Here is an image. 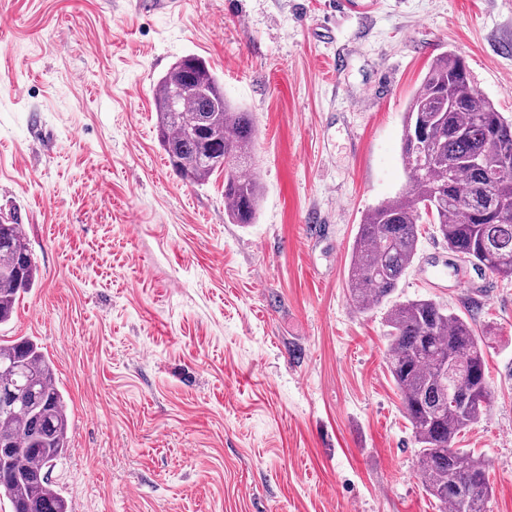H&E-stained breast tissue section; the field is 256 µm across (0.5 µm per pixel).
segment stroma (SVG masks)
Instances as JSON below:
<instances>
[{
	"label": "stroma",
	"instance_id": "35a3bbf8",
	"mask_svg": "<svg viewBox=\"0 0 512 512\" xmlns=\"http://www.w3.org/2000/svg\"><path fill=\"white\" fill-rule=\"evenodd\" d=\"M445 50L512 120V0H0V217L38 276L0 337L36 340L66 398L69 512H438L387 308H355L347 281ZM188 55L253 116L254 223L159 145L153 88ZM419 297L485 344L490 411L459 445L512 512V280L424 223L393 295Z\"/></svg>",
	"mask_w": 512,
	"mask_h": 512
}]
</instances>
